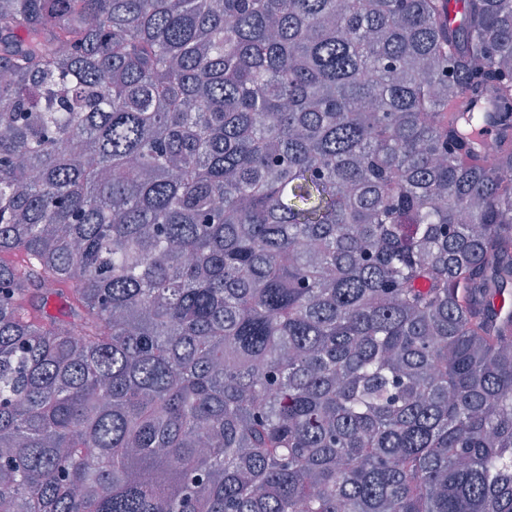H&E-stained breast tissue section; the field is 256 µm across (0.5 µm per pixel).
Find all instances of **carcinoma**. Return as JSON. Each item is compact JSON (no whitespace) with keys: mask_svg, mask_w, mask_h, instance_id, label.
<instances>
[{"mask_svg":"<svg viewBox=\"0 0 512 512\" xmlns=\"http://www.w3.org/2000/svg\"><path fill=\"white\" fill-rule=\"evenodd\" d=\"M448 2L0 0V512H512V0Z\"/></svg>","mask_w":512,"mask_h":512,"instance_id":"obj_1","label":"carcinoma"}]
</instances>
